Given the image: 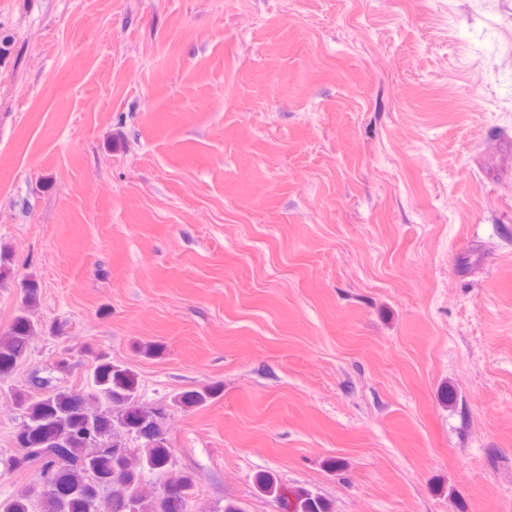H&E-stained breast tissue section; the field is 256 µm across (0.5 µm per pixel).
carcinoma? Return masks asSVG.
<instances>
[{
    "label": "carcinoma",
    "instance_id": "1",
    "mask_svg": "<svg viewBox=\"0 0 512 512\" xmlns=\"http://www.w3.org/2000/svg\"><path fill=\"white\" fill-rule=\"evenodd\" d=\"M21 304L7 335L0 337V379L26 358L28 343L38 328L32 312L40 285L27 278L20 284ZM95 367L84 391L48 389L49 380L36 379L42 391L15 394L23 420L15 432L17 453L8 467L21 471L41 464L37 485L0 503V512H129L124 494L135 492L134 512H186L194 486L189 474H171V452L163 429V414L138 401L137 382L106 353L94 356ZM214 388L187 392L180 403L204 405ZM129 435L142 440L135 451ZM167 476L162 488L145 495L144 471ZM261 493L277 500L285 512H332L331 502L309 489L288 488L271 473L257 476Z\"/></svg>",
    "mask_w": 512,
    "mask_h": 512
}]
</instances>
